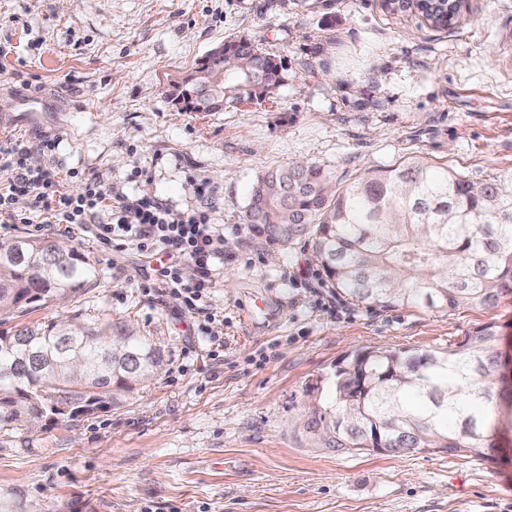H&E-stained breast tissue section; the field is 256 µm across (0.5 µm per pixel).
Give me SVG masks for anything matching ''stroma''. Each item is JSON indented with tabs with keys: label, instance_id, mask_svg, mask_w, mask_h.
Segmentation results:
<instances>
[{
	"label": "stroma",
	"instance_id": "obj_1",
	"mask_svg": "<svg viewBox=\"0 0 512 512\" xmlns=\"http://www.w3.org/2000/svg\"><path fill=\"white\" fill-rule=\"evenodd\" d=\"M243 37L283 61V83L221 112L181 111L173 84ZM29 85L58 109L17 113L8 135L57 140L29 161L62 172L61 191L96 177L184 210L204 180L224 257L203 325L143 292L151 257L103 249L17 197L30 222H0V239L59 242L99 278L0 328L108 319L152 340L163 366L117 405L1 431L0 512H512V428L488 461L336 451L305 427L350 352L444 350L492 321L512 354V295L451 313L355 302L314 260L311 231L274 242L242 220L256 177L301 160L339 188L403 157L475 183L512 174V0H466L445 29L411 0H0V93Z\"/></svg>",
	"mask_w": 512,
	"mask_h": 512
}]
</instances>
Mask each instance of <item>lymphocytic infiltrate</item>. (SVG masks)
<instances>
[{
    "label": "lymphocytic infiltrate",
    "instance_id": "obj_1",
    "mask_svg": "<svg viewBox=\"0 0 512 512\" xmlns=\"http://www.w3.org/2000/svg\"><path fill=\"white\" fill-rule=\"evenodd\" d=\"M55 146L51 139L0 141V169L12 174L9 186L0 188V217L26 223L25 214L15 212L13 203L16 196L28 195L35 207L52 212L57 223L90 229L103 248L117 241L135 246L156 260L154 274L143 279L142 290H164L182 312L198 314L215 285L216 267L224 256V232L212 222V191L196 184V203L185 211L173 210L157 198L116 191L97 178L84 179L79 194H68L60 191L54 170L27 164L32 149L50 153ZM188 263L196 270L190 280L183 276Z\"/></svg>",
    "mask_w": 512,
    "mask_h": 512
}]
</instances>
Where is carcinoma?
Returning a JSON list of instances; mask_svg holds the SVG:
<instances>
[{
    "label": "carcinoma",
    "instance_id": "obj_1",
    "mask_svg": "<svg viewBox=\"0 0 512 512\" xmlns=\"http://www.w3.org/2000/svg\"><path fill=\"white\" fill-rule=\"evenodd\" d=\"M238 67L209 53L175 85L186 112H222L262 100L283 80V62L252 42L229 41ZM288 189V232L313 231L316 258L336 292L381 307L423 305L452 312L493 308L512 293V176L474 184L419 161L369 171L340 190L315 163L259 175L244 223L280 224ZM93 264L54 241L18 238L0 255V316L78 294ZM500 336L488 322L442 351L409 356L360 351L327 378L332 399L314 406L307 428L338 450L380 439L391 454L442 448L492 459L494 434L512 394L500 381ZM160 350L131 330L70 320L0 330V429L32 428L121 402L155 376Z\"/></svg>",
    "mask_w": 512,
    "mask_h": 512
}]
</instances>
